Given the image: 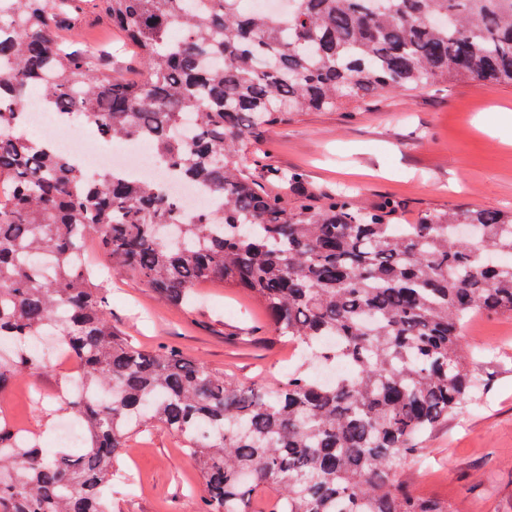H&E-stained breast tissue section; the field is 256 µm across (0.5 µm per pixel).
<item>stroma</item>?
<instances>
[{
    "label": "stroma",
    "instance_id": "1",
    "mask_svg": "<svg viewBox=\"0 0 512 512\" xmlns=\"http://www.w3.org/2000/svg\"><path fill=\"white\" fill-rule=\"evenodd\" d=\"M242 157L260 181L271 166L301 174L319 195L348 191L363 208L396 200L406 224L447 208L512 209V85L438 83L352 112H302L248 143ZM88 255L108 290L113 325L135 342L179 347L247 385L306 369L302 352L275 340L258 305L239 289L201 285L197 303L182 309L136 279L113 275L96 246ZM462 336L485 392L422 436L420 460L397 475L461 512H512V316L475 315ZM67 376V368L49 366L0 395V414L37 436L49 454ZM117 468L124 478L112 485L116 512H199L204 479L163 426L134 435Z\"/></svg>",
    "mask_w": 512,
    "mask_h": 512
}]
</instances>
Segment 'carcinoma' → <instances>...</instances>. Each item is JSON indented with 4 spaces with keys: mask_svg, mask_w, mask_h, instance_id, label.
Wrapping results in <instances>:
<instances>
[{
    "mask_svg": "<svg viewBox=\"0 0 512 512\" xmlns=\"http://www.w3.org/2000/svg\"><path fill=\"white\" fill-rule=\"evenodd\" d=\"M243 14L239 0H0V393L41 363L24 344H72L89 390L68 401L83 450L45 454L0 420V512H114L109 484L129 438L151 423L180 437L205 478L199 512H454L398 477L418 439L475 402L461 329L512 314V211L430 212L389 222L393 201L343 192L284 197L245 173L239 143L299 112L473 79L512 85V0H290ZM85 12L142 64L112 75L110 47L68 36ZM104 140H145L175 176L219 197L224 221L182 220L150 179L93 177L24 113L34 88ZM92 235L114 274L173 306L219 279L265 306L274 332L351 373L306 371L272 387L207 370L176 347L145 351L112 327L105 288L82 259ZM49 252L54 265L37 261Z\"/></svg>",
    "mask_w": 512,
    "mask_h": 512,
    "instance_id": "1",
    "label": "carcinoma"
}]
</instances>
